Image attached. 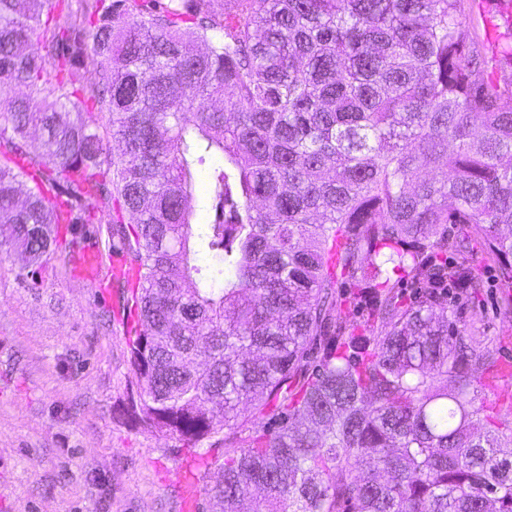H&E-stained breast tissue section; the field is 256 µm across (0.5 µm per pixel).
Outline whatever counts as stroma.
<instances>
[{
  "label": "stroma",
  "mask_w": 512,
  "mask_h": 512,
  "mask_svg": "<svg viewBox=\"0 0 512 512\" xmlns=\"http://www.w3.org/2000/svg\"><path fill=\"white\" fill-rule=\"evenodd\" d=\"M464 21L497 66L506 28L497 7ZM85 244L111 259L115 224L130 217L91 198ZM482 282L451 308L473 341L512 356V315L494 262L468 258ZM131 293L111 295L72 274L67 249L39 267L0 253V512H181L179 487L196 484L192 451L130 416L142 395L130 364Z\"/></svg>",
  "instance_id": "1"
}]
</instances>
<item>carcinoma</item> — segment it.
I'll use <instances>...</instances> for the list:
<instances>
[{"instance_id": "carcinoma-1", "label": "carcinoma", "mask_w": 512, "mask_h": 512, "mask_svg": "<svg viewBox=\"0 0 512 512\" xmlns=\"http://www.w3.org/2000/svg\"><path fill=\"white\" fill-rule=\"evenodd\" d=\"M461 2L93 0V28L40 53L44 0H0V85L27 88L0 103L4 251L77 256L85 199L117 193L140 277L138 414L214 470L210 512H512V412L468 398L498 356L448 306L479 287L448 260L475 242L512 288V43L481 76ZM88 56L98 81L82 85ZM214 155V220L196 224ZM365 277L377 292L354 336L339 279ZM248 410L271 417L242 440ZM218 434L221 459L200 451Z\"/></svg>"}]
</instances>
